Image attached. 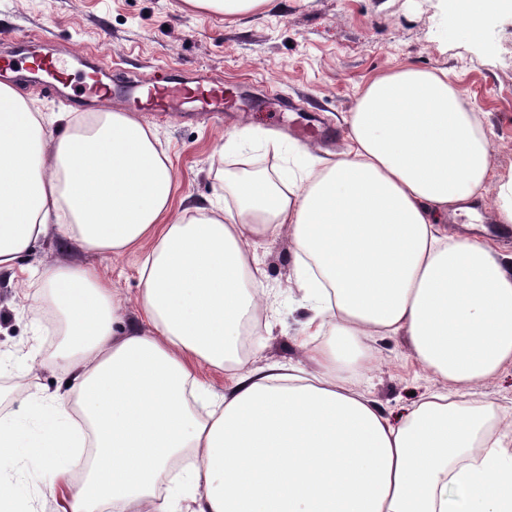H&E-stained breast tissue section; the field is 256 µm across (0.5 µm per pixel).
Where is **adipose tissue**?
I'll return each instance as SVG.
<instances>
[{
  "mask_svg": "<svg viewBox=\"0 0 512 512\" xmlns=\"http://www.w3.org/2000/svg\"><path fill=\"white\" fill-rule=\"evenodd\" d=\"M346 123L341 151L304 152L299 182L244 174L232 205L176 215L168 158L134 114L49 118L0 82V271L51 233L69 253L33 273L69 386L35 399V422L0 421V506L39 484L55 512H512V432L483 441L490 409L471 399L512 366V255L441 225L495 180L489 139L446 73L411 65L371 79ZM281 235L309 333L331 335L307 376L238 354L268 301L242 278L261 281L254 246ZM147 240L133 322L73 256ZM380 334L407 337L444 385L398 423L353 387ZM194 362L233 365L232 385L211 391ZM32 455L43 471L14 476Z\"/></svg>",
  "mask_w": 512,
  "mask_h": 512,
  "instance_id": "obj_1",
  "label": "adipose tissue"
}]
</instances>
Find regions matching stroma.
Here are the masks:
<instances>
[{
    "mask_svg": "<svg viewBox=\"0 0 512 512\" xmlns=\"http://www.w3.org/2000/svg\"><path fill=\"white\" fill-rule=\"evenodd\" d=\"M456 18L448 0H273L269 9L229 22L210 11H191L184 0H0V60L25 58L31 41L69 70L66 84L46 78L22 86L45 112H99L104 101L80 97L90 60L112 63L121 81L173 72L185 81L207 74L223 80L228 99L220 112L141 113L169 157L176 176L175 209L224 200L236 166L269 175L296 173L304 144L292 130L301 119L311 129L346 132L344 116L358 93L379 73L412 65L444 69L465 90L493 148L498 175L512 173V10L495 9L481 36L460 43L449 37ZM273 132L274 144L245 146L241 156L223 155L229 134L244 126ZM152 249L144 242L123 255L90 252L79 262L97 268L124 298L128 319L139 316L134 300L139 269ZM263 286L269 303L241 349L254 366L286 365L312 371L300 344L313 315L296 283L295 258L287 237L259 242ZM40 284L0 272V355L37 348L49 358L62 325L53 312L33 314ZM376 361L357 389L391 417L416 399L440 389L415 361L406 337L375 336ZM47 368L29 376L22 368L0 371V416L29 410L32 398L59 380Z\"/></svg>",
    "mask_w": 512,
    "mask_h": 512,
    "instance_id": "35a3bbf8",
    "label": "stroma"
}]
</instances>
